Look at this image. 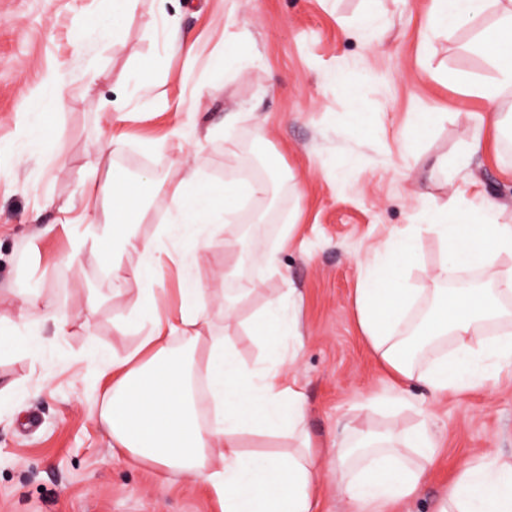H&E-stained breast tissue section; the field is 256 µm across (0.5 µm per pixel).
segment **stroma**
I'll return each instance as SVG.
<instances>
[{
    "instance_id": "1",
    "label": "stroma",
    "mask_w": 512,
    "mask_h": 512,
    "mask_svg": "<svg viewBox=\"0 0 512 512\" xmlns=\"http://www.w3.org/2000/svg\"><path fill=\"white\" fill-rule=\"evenodd\" d=\"M431 0H137L122 38L102 44L74 25L94 24L109 0H0V319H15L25 272L34 269L40 299L65 310L66 336L44 325L34 359L0 340V512H216L203 485L112 450L98 411L106 380L90 368L97 350L124 355L145 331L135 314L138 284L112 299L105 254L92 224L64 230L58 203H81L87 168L105 136L118 139L115 165L144 183L148 213L138 237H153L184 171L211 181L264 177L251 150L263 130L285 166L266 195L244 199L202 269L216 327L224 325V242L244 237L252 252L292 238L279 267L242 268L255 291L236 304L238 355L253 364L275 353L253 328L271 298L294 291L302 346L289 366L307 398L306 430L321 468L336 465V444L351 428L374 436L426 422L439 444L434 463L401 512H434L463 461L512 460V366L486 388L433 400L408 386L407 404L376 398L393 381L365 340L355 306L358 266L390 231L416 221L420 194L442 204L454 189L481 190L512 224V153L495 152L484 123L491 101L466 95L457 74L491 84L484 57L464 51L466 27L427 39ZM376 15L374 36L364 21ZM238 33L242 65L224 60V29ZM193 56H186V46ZM62 100L42 88L57 71ZM143 72L133 92L121 75ZM361 95L369 127L352 128ZM120 104L103 133L97 116ZM433 114L423 129L411 114ZM42 119L46 152L23 149ZM154 142L151 153L141 149ZM480 150H472L473 142ZM471 152L452 183L431 178L438 158ZM86 243L67 264L70 236ZM101 302L89 310L87 297Z\"/></svg>"
}]
</instances>
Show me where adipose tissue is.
<instances>
[{"instance_id":"ef3b65f1","label":"adipose tissue","mask_w":512,"mask_h":512,"mask_svg":"<svg viewBox=\"0 0 512 512\" xmlns=\"http://www.w3.org/2000/svg\"><path fill=\"white\" fill-rule=\"evenodd\" d=\"M487 0H432L430 34L468 25ZM500 13L464 46L490 57L498 78L489 86L458 76L469 95L495 99L512 91V0H498ZM114 139L97 148V165L85 192L99 208V241L119 244L137 254L133 270L112 264V295L122 297L136 280L146 303L150 328L125 355L100 353L91 367L110 381L99 419L110 431L112 447L133 459L176 470L203 484L219 512H312L322 477L339 487L349 512H395L421 482L436 442L425 424L367 439L351 430L336 447V466L322 474L319 457L304 430L307 406L290 379L285 362L301 345L298 309L290 296L271 300L257 315L260 334L277 338V359L251 367L238 356L234 326L235 298L224 301V332L212 331L200 270L217 235L230 224L243 196H260L280 178V156L264 135L252 149L264 163L265 176L252 182L215 183L186 173L175 185L165 221L155 238L144 240L132 228L142 223L140 188L112 164ZM501 207L484 192L465 197L456 191L443 205L421 207L417 221L390 233L369 262L360 265L356 309L371 349L393 375L385 403L397 406L404 384L416 382L433 398L451 391L485 386L512 364V224L500 221ZM445 245L435 274L439 288L413 287L409 272L419 262L423 233ZM478 270H497L495 288H444L459 259ZM181 271L178 311L159 316L156 285L165 262ZM57 335L69 326L66 313L41 302L27 289L8 333L31 353L41 324ZM247 436L296 437L299 447L285 452L247 453ZM436 512H512V463L496 458L462 464L440 499Z\"/></svg>"}]
</instances>
